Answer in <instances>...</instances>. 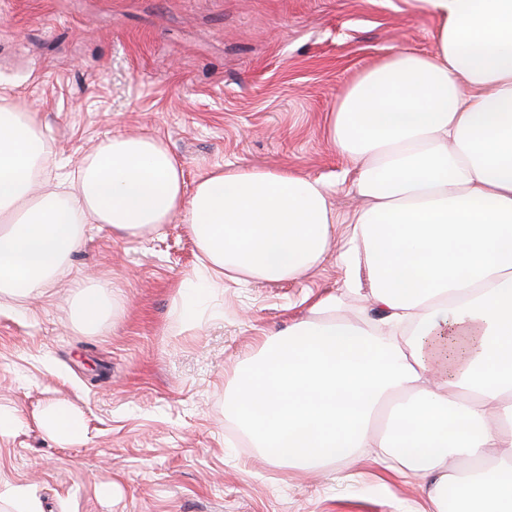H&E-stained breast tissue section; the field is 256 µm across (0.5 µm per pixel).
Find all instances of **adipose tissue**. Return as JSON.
<instances>
[{"mask_svg": "<svg viewBox=\"0 0 512 512\" xmlns=\"http://www.w3.org/2000/svg\"><path fill=\"white\" fill-rule=\"evenodd\" d=\"M433 54L399 50L364 71L326 120L362 199L338 254L343 288L376 325L337 318L336 299L269 338L224 396L271 461L304 469L362 448L397 461L431 512L456 489L475 512H512V0H422ZM49 154L36 113L0 88V296L66 270L87 225L138 236L182 216L206 286L300 279L341 217L331 187L288 171L217 168L187 185L153 135L115 136L86 156L70 192L35 196ZM87 279L76 320L110 315Z\"/></svg>", "mask_w": 512, "mask_h": 512, "instance_id": "obj_1", "label": "adipose tissue"}]
</instances>
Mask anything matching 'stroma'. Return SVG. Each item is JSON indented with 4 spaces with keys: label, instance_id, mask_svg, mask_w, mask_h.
<instances>
[{
    "label": "stroma",
    "instance_id": "stroma-1",
    "mask_svg": "<svg viewBox=\"0 0 512 512\" xmlns=\"http://www.w3.org/2000/svg\"><path fill=\"white\" fill-rule=\"evenodd\" d=\"M421 0H0V84L36 112L51 146L41 189L64 192L116 134H151L187 184L227 163L332 183L348 160L324 115L381 58L434 50ZM199 251L181 220L136 237L92 229L47 292L0 297V512L12 488L41 512H426L418 486L376 449L300 473L263 459L224 416V395L269 335L343 290L336 250L288 282H225L179 327ZM111 286L96 330L74 319L87 276ZM64 404L86 433L38 422Z\"/></svg>",
    "mask_w": 512,
    "mask_h": 512
}]
</instances>
